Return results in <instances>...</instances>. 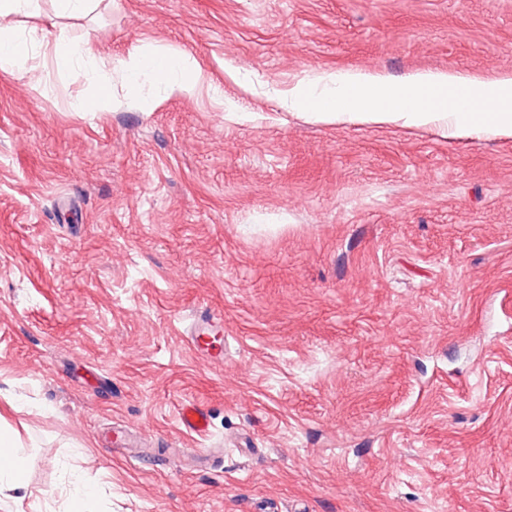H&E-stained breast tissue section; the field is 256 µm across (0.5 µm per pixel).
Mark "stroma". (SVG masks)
Returning a JSON list of instances; mask_svg holds the SVG:
<instances>
[{"mask_svg": "<svg viewBox=\"0 0 512 512\" xmlns=\"http://www.w3.org/2000/svg\"><path fill=\"white\" fill-rule=\"evenodd\" d=\"M67 25L202 82L79 112L81 70L0 73V425L32 491L0 512H65L71 467L96 512H512V136L284 104L340 70L512 74V0H98ZM202 312L223 364L182 335ZM179 425L189 434L202 436L209 428V415L199 406L186 402L178 413Z\"/></svg>", "mask_w": 512, "mask_h": 512, "instance_id": "obj_1", "label": "stroma"}]
</instances>
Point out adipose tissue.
Instances as JSON below:
<instances>
[{"mask_svg":"<svg viewBox=\"0 0 512 512\" xmlns=\"http://www.w3.org/2000/svg\"><path fill=\"white\" fill-rule=\"evenodd\" d=\"M41 11L40 0H0V70L32 75L43 65L57 74L81 69L96 87L82 101L85 112H100L112 103L114 78H121L130 102L140 99L144 84L150 83L166 94L189 96L195 93L202 77L195 59L187 52L138 49L126 59L110 64L99 59L87 39L70 38L65 29L42 30L41 34H22L14 25L16 16L34 17ZM28 492L26 460L10 435L0 432V488Z\"/></svg>","mask_w":512,"mask_h":512,"instance_id":"adipose-tissue-1","label":"adipose tissue"}]
</instances>
